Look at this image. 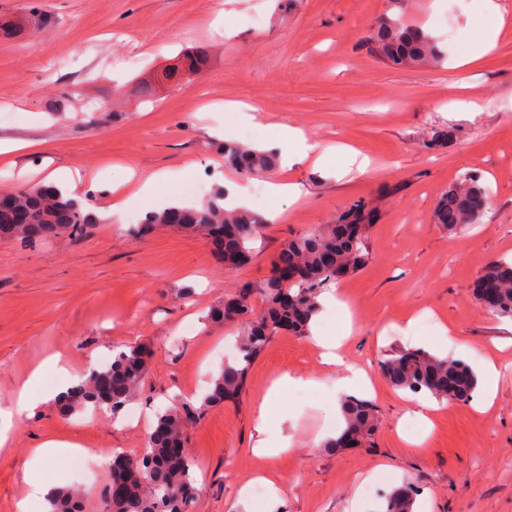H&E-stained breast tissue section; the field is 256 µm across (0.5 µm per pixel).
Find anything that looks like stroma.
Here are the masks:
<instances>
[{"mask_svg":"<svg viewBox=\"0 0 512 512\" xmlns=\"http://www.w3.org/2000/svg\"><path fill=\"white\" fill-rule=\"evenodd\" d=\"M0 0V21L16 35L0 40V195L49 184L58 168L98 190L86 205L98 222L82 239L62 234L33 244L0 237V512L17 503L36 475L88 493L86 512L106 482L101 466L75 476L52 465L42 442L74 443L87 455L114 448L137 456L147 447L156 410L190 404L185 446L196 462L193 512H381L403 484L416 490V512H512V320L486 313L472 288L493 260H512V0L496 48L456 68V45L471 46L482 0L449 12L448 0H407L403 18L434 36L441 66L395 69L368 38L390 12L389 0ZM203 46L202 72L166 80L184 53ZM481 109L464 110L469 98ZM232 103L255 109L251 143L263 147L276 127L299 128L316 154L243 175L224 165L234 140ZM448 141L427 147L432 132ZM168 172L154 194L111 214L112 186L126 168ZM474 175L489 188L480 223L451 233L436 224L448 187ZM299 186L292 202L269 196L251 262L224 266L202 232L159 224L134 235L126 217L145 216L162 200L198 206L188 181L207 194L229 185L264 191L268 177ZM375 215L363 268L337 285V304L322 308L323 331L345 334L341 352L373 383L380 429L368 448L333 452L323 441L342 425L335 368L312 337L281 331L254 361L236 401L209 404L210 382L224 365L238 326L211 322L224 298L269 277L285 241L335 223L355 204ZM150 352L144 384L119 414L63 412L48 393L59 368L83 376L124 345ZM491 357L501 381L493 405L440 401L430 422L413 413L410 392L393 388L380 361L399 348L457 357L458 345ZM58 366H49L51 357ZM33 415L18 413L14 391L35 369ZM282 390L265 434L272 454L254 450L258 407L272 385ZM277 495L256 509L260 476Z\"/></svg>","mask_w":512,"mask_h":512,"instance_id":"1","label":"stroma"}]
</instances>
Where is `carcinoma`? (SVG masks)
<instances>
[{
    "label": "carcinoma",
    "mask_w": 512,
    "mask_h": 512,
    "mask_svg": "<svg viewBox=\"0 0 512 512\" xmlns=\"http://www.w3.org/2000/svg\"><path fill=\"white\" fill-rule=\"evenodd\" d=\"M372 51L396 68H412L439 63L442 51L434 38L420 27L403 22L400 16L386 15L376 25L370 39ZM208 51L201 46L187 54V72L203 70ZM224 165L241 174L273 171L277 158L270 152L226 142L222 148ZM11 201L0 204V236L21 235L25 240L68 232L76 237L97 218L86 205L63 195L53 186L21 188L10 194ZM487 190L476 176L462 187L451 186L441 197L435 218L450 231L478 223L485 211ZM267 223L261 215L241 208L224 206V191L216 192L199 207H168L146 213L135 232L147 231L156 224H176L184 229L212 226L215 237L224 240V264L243 266L251 258L259 228ZM369 225L322 224L285 243L271 277L261 288L264 309L256 312L251 301L254 289L246 287L236 297L216 307L213 320L239 325L236 356L224 362V369L214 380L210 403L233 401L242 390L249 370L273 336L282 330L296 334L310 332L311 321L321 309L322 293L365 263L363 241ZM288 265L297 276L279 275ZM482 279L499 285L494 315L512 319V262L490 264ZM382 374L397 389L426 393L436 399L467 402L473 398L477 376L461 360L439 357L422 349L392 352L380 364ZM146 371L145 352L139 344H128L112 356L111 364L93 369L81 379L72 394L61 404L67 413L90 406L95 410L117 413L133 401ZM344 419L342 432L355 438L358 446L368 447L378 429L373 403L348 396L341 400ZM190 415L178 409L157 416L149 435L148 451L141 456L118 453V468L112 481L121 487L118 497L110 498L106 489L99 493L98 512H191L196 495L189 453L177 455L174 443L186 441ZM82 491L56 488L49 497L50 512H82ZM413 490L393 491L385 501L384 512H413Z\"/></svg>",
    "instance_id": "carcinoma-1"
}]
</instances>
